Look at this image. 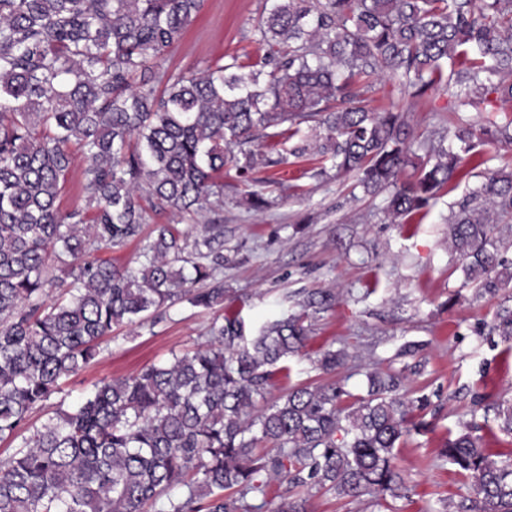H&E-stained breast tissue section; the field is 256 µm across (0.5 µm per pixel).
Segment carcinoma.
Masks as SVG:
<instances>
[{
    "label": "carcinoma",
    "mask_w": 512,
    "mask_h": 512,
    "mask_svg": "<svg viewBox=\"0 0 512 512\" xmlns=\"http://www.w3.org/2000/svg\"><path fill=\"white\" fill-rule=\"evenodd\" d=\"M204 0H0V441L96 361L112 328L155 322L184 302L224 303V231L209 221L193 240L153 216H200L224 199V168L247 181L289 157L318 155L384 196L393 219L426 209L441 190L475 177L448 216V247L466 282L497 294L512 280L494 225L512 219V168L472 174L463 156L486 137L512 144V0H266L253 37L266 79L236 57L173 76L170 50ZM390 80L420 98L441 82L461 104L495 95L502 115L421 144L416 179L407 113L373 109ZM288 142L263 151L259 140ZM86 160L85 204L58 200ZM141 245L138 265L102 253ZM60 267L66 297L48 300ZM309 292L301 312L255 336L235 316L215 319L191 352L113 379L72 408L58 407L0 459V512H309L312 492L406 496L394 449L416 426L403 378L368 374L367 397L345 408L335 382L270 397L305 347L309 312L335 307ZM491 332L512 339V309ZM345 348L317 360L331 375ZM512 435V404L499 405ZM440 458L473 495L448 512H512V455L487 453L466 430ZM304 489L272 510L274 486ZM180 487L174 496L170 491Z\"/></svg>",
    "instance_id": "carcinoma-1"
}]
</instances>
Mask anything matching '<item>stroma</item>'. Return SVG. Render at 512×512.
Masks as SVG:
<instances>
[{
	"mask_svg": "<svg viewBox=\"0 0 512 512\" xmlns=\"http://www.w3.org/2000/svg\"><path fill=\"white\" fill-rule=\"evenodd\" d=\"M264 6L265 0H205L165 69L200 73L221 56L236 54L249 70H260L264 51L252 33ZM368 99L373 107L393 103L407 111L417 144L451 127L458 113L481 123L488 117L484 103L458 110L442 84L423 98L401 99L382 82ZM312 172L311 160H295L283 188L266 170L245 184L235 169H225L224 202L215 208L224 224L223 305L202 309L183 303L155 324L113 328L97 362L32 412L29 427L40 426L57 406L80 403L100 380L129 376L197 348L214 318L239 316L254 334L267 322L298 312L304 294L332 289L339 304L310 316L309 339L289 356L290 376L277 381L273 395L290 384L326 382L317 367L320 354L344 346L357 359L334 378L353 397L365 396L367 370L399 371L419 358L424 367L409 377L405 389L409 399L425 396L429 403L414 411L423 429L411 431L395 450L409 497L383 507L372 494L351 499L317 493L310 512H444L449 499L467 495L463 478L438 458L449 434L478 425L487 452H512L511 436L483 427L494 420L498 404L512 401V344L489 332L512 295V284L495 297L483 293L465 283L448 249V214L469 183L445 189L428 212L391 224L381 211L382 199L363 195L353 176L331 169L316 179ZM249 190L271 199L272 207H248ZM408 343L419 346L417 357L401 355Z\"/></svg>",
	"mask_w": 512,
	"mask_h": 512,
	"instance_id": "obj_1",
	"label": "stroma"
}]
</instances>
